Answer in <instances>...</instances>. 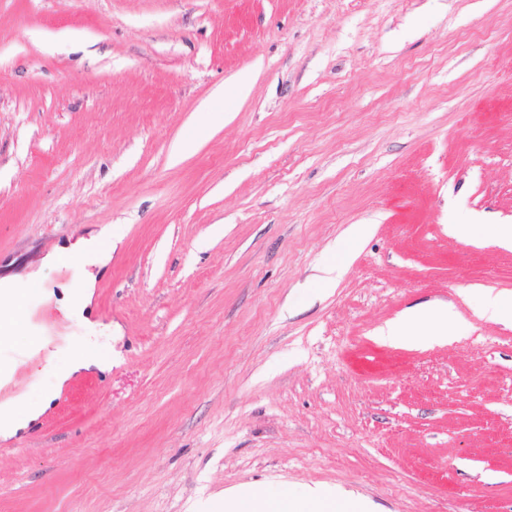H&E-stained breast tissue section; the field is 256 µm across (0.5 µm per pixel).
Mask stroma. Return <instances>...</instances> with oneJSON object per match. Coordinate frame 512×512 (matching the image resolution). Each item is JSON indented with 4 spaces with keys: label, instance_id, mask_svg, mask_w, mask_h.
<instances>
[{
    "label": "stroma",
    "instance_id": "stroma-1",
    "mask_svg": "<svg viewBox=\"0 0 512 512\" xmlns=\"http://www.w3.org/2000/svg\"><path fill=\"white\" fill-rule=\"evenodd\" d=\"M499 224L512 0H0V277L41 271L50 339L0 401L53 396L0 441V512H204L282 484L512 512ZM104 227L85 324L58 310L85 266L41 264ZM425 303L452 308L453 342L378 340ZM93 333L110 367L56 388Z\"/></svg>",
    "mask_w": 512,
    "mask_h": 512
}]
</instances>
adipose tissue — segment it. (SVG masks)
Instances as JSON below:
<instances>
[{
  "label": "adipose tissue",
  "instance_id": "1",
  "mask_svg": "<svg viewBox=\"0 0 512 512\" xmlns=\"http://www.w3.org/2000/svg\"><path fill=\"white\" fill-rule=\"evenodd\" d=\"M116 243L111 232L101 230L74 244L55 247L43 260L44 266L59 267L79 260L89 266H105ZM41 285L39 273L21 278H0V350L14 347L15 337H22L26 359L35 358L43 347V339L25 322L30 296ZM382 339L422 347L444 343L448 336V316L431 306L411 309L379 331ZM214 512H371L363 500L339 497L317 488L295 490L283 484L271 492L248 488L225 491Z\"/></svg>",
  "mask_w": 512,
  "mask_h": 512
}]
</instances>
